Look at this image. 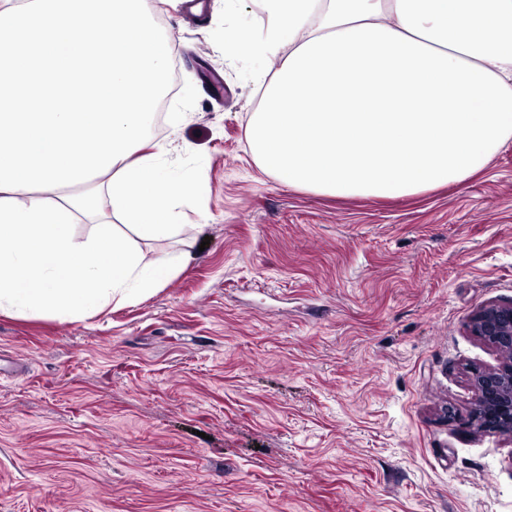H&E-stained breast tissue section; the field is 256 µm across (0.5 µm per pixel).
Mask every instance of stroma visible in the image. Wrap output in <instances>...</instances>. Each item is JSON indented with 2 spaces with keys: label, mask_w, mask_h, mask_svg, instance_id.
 <instances>
[{
  "label": "stroma",
  "mask_w": 512,
  "mask_h": 512,
  "mask_svg": "<svg viewBox=\"0 0 512 512\" xmlns=\"http://www.w3.org/2000/svg\"><path fill=\"white\" fill-rule=\"evenodd\" d=\"M158 4L192 158L164 286L92 319L0 315V512H512V439L471 434L472 314L512 301V145L396 198L289 187L248 148L244 0Z\"/></svg>",
  "instance_id": "35a3bbf8"
}]
</instances>
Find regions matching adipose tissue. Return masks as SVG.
Returning <instances> with one entry per match:
<instances>
[{"label": "adipose tissue", "instance_id": "ef3b65f1", "mask_svg": "<svg viewBox=\"0 0 512 512\" xmlns=\"http://www.w3.org/2000/svg\"><path fill=\"white\" fill-rule=\"evenodd\" d=\"M259 2L265 55L292 50L262 70L247 142L288 186L415 196L467 182L512 144V0ZM151 9L0 0V315L91 319L178 269L141 247L185 232L176 208L191 191L168 143L146 136L173 53Z\"/></svg>", "mask_w": 512, "mask_h": 512}]
</instances>
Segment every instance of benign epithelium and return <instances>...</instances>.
Returning <instances> with one entry per match:
<instances>
[{"instance_id":"1","label":"benign epithelium","mask_w":512,"mask_h":512,"mask_svg":"<svg viewBox=\"0 0 512 512\" xmlns=\"http://www.w3.org/2000/svg\"><path fill=\"white\" fill-rule=\"evenodd\" d=\"M469 326L473 335L505 353L506 358L493 368L472 372L477 404L460 424L467 431L512 438V302L479 308Z\"/></svg>"}]
</instances>
